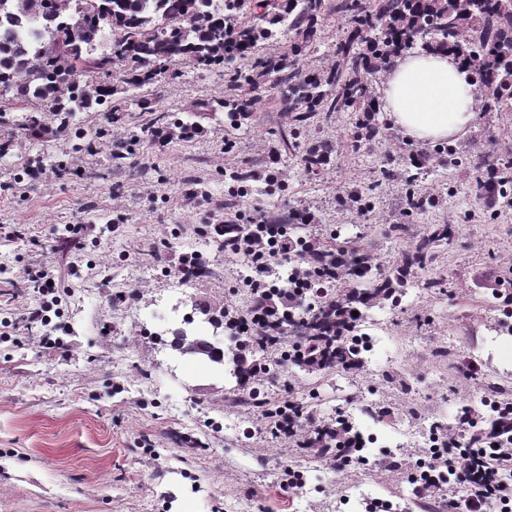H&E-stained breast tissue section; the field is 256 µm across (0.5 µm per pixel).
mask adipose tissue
<instances>
[{
    "mask_svg": "<svg viewBox=\"0 0 512 512\" xmlns=\"http://www.w3.org/2000/svg\"><path fill=\"white\" fill-rule=\"evenodd\" d=\"M382 108L407 138L443 143L464 136L477 117L478 88L448 51H409L391 65Z\"/></svg>",
    "mask_w": 512,
    "mask_h": 512,
    "instance_id": "obj_1",
    "label": "adipose tissue"
}]
</instances>
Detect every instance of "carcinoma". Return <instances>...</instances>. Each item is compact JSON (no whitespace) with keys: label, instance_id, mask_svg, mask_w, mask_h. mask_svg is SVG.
I'll return each mask as SVG.
<instances>
[{"label":"carcinoma","instance_id":"cac0c4a2","mask_svg":"<svg viewBox=\"0 0 512 512\" xmlns=\"http://www.w3.org/2000/svg\"><path fill=\"white\" fill-rule=\"evenodd\" d=\"M0 0V96L27 112L10 116L0 108V124L13 123L30 134L49 120L61 123L81 112L112 102L121 92L142 110L152 99L143 90L171 76L170 68L190 64L221 65L228 76L224 112L236 126L252 112L248 93L261 86L279 89L288 112L291 136L316 123L323 113L351 112L352 147L368 148L391 136L379 120L373 82L395 58L412 49L448 50L456 54L476 83L484 88L479 112H501L512 102V0H336L333 9L344 20V35L334 54L343 66L308 70L300 67L321 40L319 19L326 0ZM294 37L278 55L253 56L261 41L280 30ZM252 58L245 68L236 62ZM121 68L120 86L98 80ZM331 144L310 146L302 157L309 170L330 162ZM452 145H437L411 160L402 201L408 216L425 211L433 200L417 182L433 158L451 162ZM228 178L246 194L256 184L268 185V167L233 171ZM475 189L487 198L512 205V158L487 156L476 164ZM342 207L367 210L368 197L358 188L337 197ZM304 207H293L273 221L288 228L296 241L288 271L273 283L264 302L276 310L281 335L271 346L272 362L308 372H356L364 368L358 325L369 311L398 301L420 272L428 269L438 247L452 238L453 224H428L421 236L400 251L391 268L381 272L361 239L323 241L295 235L304 223ZM304 268L307 282L341 283L314 307L305 294L281 306L293 292L289 274ZM358 315H352V312ZM239 384L265 382L260 364H248L234 348L215 358ZM315 456L327 458L356 442L345 419L319 420L309 427Z\"/></svg>","mask_w":512,"mask_h":512}]
</instances>
